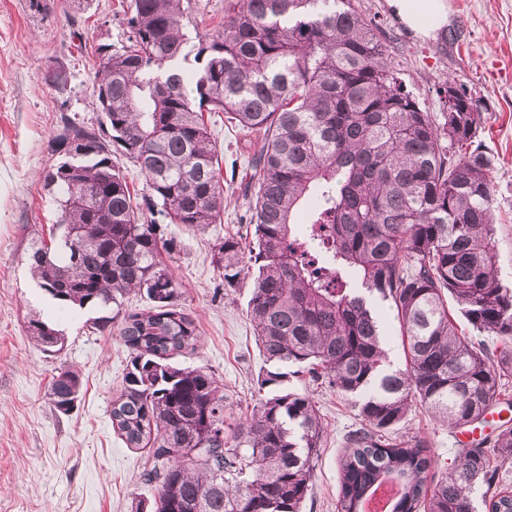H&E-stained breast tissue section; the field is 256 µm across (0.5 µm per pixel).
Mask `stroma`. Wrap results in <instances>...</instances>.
<instances>
[{
	"instance_id": "stroma-1",
	"label": "stroma",
	"mask_w": 512,
	"mask_h": 512,
	"mask_svg": "<svg viewBox=\"0 0 512 512\" xmlns=\"http://www.w3.org/2000/svg\"><path fill=\"white\" fill-rule=\"evenodd\" d=\"M354 3L378 23L405 90L421 106L439 112L436 89L447 78L485 105L481 139L494 159L499 271L512 285V0H447L448 23L429 37L411 31L388 0ZM72 15L81 18L80 27H71ZM126 37L120 0H73L69 9L47 11L30 0H0V512H135L137 502L153 503L157 495L156 483L145 478L146 449L126 447L109 417L129 360L126 347L91 328L92 311L55 303L28 261L32 243L56 231L59 207L42 175L64 159L53 148L62 119L97 123L93 49L100 43L120 48ZM60 67L68 76L62 91L46 80ZM209 128L224 151V218L203 234L174 229L181 248L172 264L180 302L200 330L198 347L176 362L222 380L232 405L226 419L231 429L257 399L262 360L246 313L250 284L223 288L211 251L225 233H252L244 188L257 139L242 136L220 112L212 114ZM33 316L62 331L60 352H44L29 340ZM63 367L82 378L79 400L67 414L48 397ZM289 385L312 395L327 427L303 512H336L338 462L345 434L360 423L357 402L305 373ZM396 433L427 439L436 471L454 459V433L421 406Z\"/></svg>"
}]
</instances>
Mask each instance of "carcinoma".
<instances>
[{"mask_svg": "<svg viewBox=\"0 0 512 512\" xmlns=\"http://www.w3.org/2000/svg\"><path fill=\"white\" fill-rule=\"evenodd\" d=\"M184 2L126 0V44L96 48L101 119L64 120L65 160L43 175L62 234L29 254L53 300L101 312L92 328L129 351L110 420L127 447L148 449L152 512H302L325 427L312 396L284 386L292 367L357 399L363 426L345 436L337 512H361L387 477L402 492L391 512H512L490 464L512 457L511 427L457 449L438 475L427 441L392 438L415 404L441 426L478 421L512 377V287L499 274L482 110L450 80V112L438 120L422 108L353 0H224V23L196 34L199 68L186 71ZM205 111L261 136L253 237L229 233L213 248L224 287L251 279L263 360L259 398L229 435L224 384L171 362L196 349L199 331L163 260L180 251L170 225L204 232L223 220L222 157ZM131 293L148 305L125 308ZM382 307L402 368L388 360ZM27 333L45 351L63 345L39 318ZM80 390L78 372L62 369L49 398L58 410Z\"/></svg>", "mask_w": 512, "mask_h": 512, "instance_id": "1", "label": "carcinoma"}]
</instances>
